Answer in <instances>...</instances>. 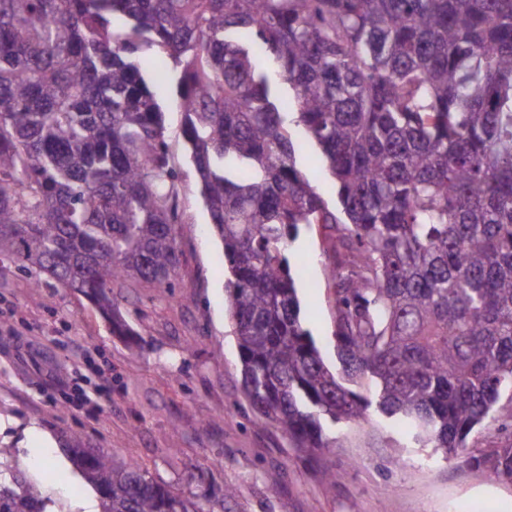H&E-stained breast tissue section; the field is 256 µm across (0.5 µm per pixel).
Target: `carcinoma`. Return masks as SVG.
Listing matches in <instances>:
<instances>
[{
  "label": "carcinoma",
  "mask_w": 512,
  "mask_h": 512,
  "mask_svg": "<svg viewBox=\"0 0 512 512\" xmlns=\"http://www.w3.org/2000/svg\"><path fill=\"white\" fill-rule=\"evenodd\" d=\"M150 47L171 62L153 83ZM171 81L257 414L310 456L373 405L445 453L512 421V0H0V258L114 332L112 288H167L180 264ZM291 108L336 212L296 166ZM302 224L336 253L340 376L302 326ZM71 452L99 512H205L134 461ZM463 462L512 484L511 444ZM0 512L47 503L0 470Z\"/></svg>",
  "instance_id": "cac0c4a2"
}]
</instances>
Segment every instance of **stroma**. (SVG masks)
<instances>
[{"label": "stroma", "instance_id": "obj_1", "mask_svg": "<svg viewBox=\"0 0 512 512\" xmlns=\"http://www.w3.org/2000/svg\"><path fill=\"white\" fill-rule=\"evenodd\" d=\"M158 99L188 219L172 286L115 289L143 346L134 356L82 294L51 281L33 287L35 271L0 260V469L40 483L51 512H86L99 501L69 448L135 460L155 481L206 500L209 512H512L511 484L419 444L377 408L343 427L317 463L251 410L227 311L224 251L188 159L175 84ZM293 140L297 168L337 209L338 185L319 147L298 128ZM288 259L303 326L334 362L335 296L326 277L333 253L320 226L301 229ZM76 373L90 397L81 409L58 385ZM326 467L341 474L335 489L324 483ZM67 483L79 494L63 496Z\"/></svg>", "mask_w": 512, "mask_h": 512}]
</instances>
